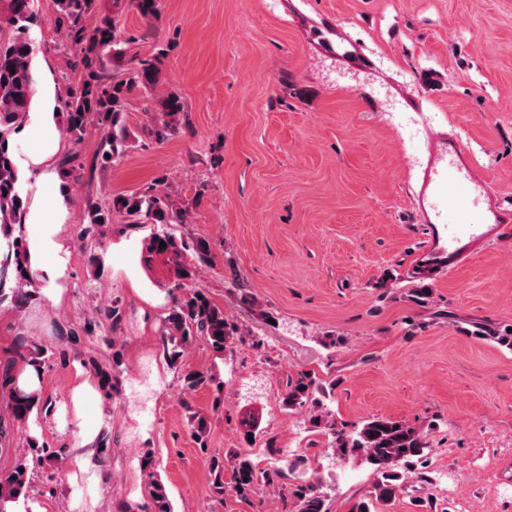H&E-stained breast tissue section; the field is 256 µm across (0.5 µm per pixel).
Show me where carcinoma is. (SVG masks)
I'll return each instance as SVG.
<instances>
[{"instance_id":"obj_1","label":"carcinoma","mask_w":512,"mask_h":512,"mask_svg":"<svg viewBox=\"0 0 512 512\" xmlns=\"http://www.w3.org/2000/svg\"><path fill=\"white\" fill-rule=\"evenodd\" d=\"M55 5L60 17L68 21L66 42L73 51L71 66L80 73L78 81L66 89L60 105L63 129L75 140L92 127L100 130L97 157L104 163H113L135 145L126 124L128 97L137 88L152 90L158 85L161 55L126 59L128 40L117 18L98 12V0H55ZM36 8L37 0H7L6 12L0 15V240L5 241V250H0V304L7 302L18 313L40 299L25 235L27 199L16 163V136L30 120L37 84L35 57L40 46L33 35L37 24ZM92 14L98 15V23L89 29L85 20ZM109 63L115 69L124 68L123 76L105 80L103 70ZM152 107L164 121L149 128L147 136L160 142L171 132L183 103L179 95L169 92L154 97ZM188 212L189 203L155 185L113 198L110 209L88 205L83 231L85 238L102 235L115 213L122 214L128 224L154 225L143 262L150 266L161 261L177 291L173 304L160 318L159 335L168 363L180 372L184 393L219 384L214 373L218 365L210 369L186 366V358L194 345L206 344L214 357L222 361L239 333L236 324L226 317L224 307L196 286L202 268L212 265L213 253L209 241L189 240L178 233V225L186 223ZM162 242L166 247H160ZM103 314L116 329L125 317V310L116 299L105 307ZM99 328V320L88 317L80 328L66 329L62 332L64 345L55 349L52 356L59 364H66L70 350L84 339L95 338ZM474 335L512 347V328L508 326L497 330L479 325ZM100 340L112 348V362L101 364L93 359L91 365L100 390L110 398L116 389L123 354L115 338L102 336ZM15 354L36 372L42 371L46 354L42 346L20 336ZM0 386L10 388L12 417L21 424L26 423L35 410H50L52 402L42 391L19 384L12 360L0 367ZM323 393L325 389L316 376L305 372L288 382L283 403L291 411L309 409V423L323 429L328 436L327 448L331 455L343 459L359 457L378 475L374 498L360 501L352 509V512H374V503H387L402 489V469L425 462L430 452L428 442L419 428L386 417L370 418L350 433L319 410V395ZM188 426L197 445L207 448L209 419L195 413L189 417ZM26 444L39 453L38 459L55 466L64 463L65 449L51 450L30 434L26 435ZM269 453L278 456L280 463L274 462L262 471L248 454L240 453L230 459L236 494L248 497L260 479L277 486L292 476L300 481L293 490L294 512H327L326 496L318 484L307 477L305 459L286 448H271ZM142 463L150 478L149 512H174L167 487L155 478L151 457H145ZM211 474L212 493L221 499L225 492L224 460L213 459ZM31 483L32 469L24 457L8 475L0 478V512H6L9 502L28 498Z\"/></svg>"}]
</instances>
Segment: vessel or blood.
I'll return each instance as SVG.
<instances>
[{"mask_svg":"<svg viewBox=\"0 0 512 512\" xmlns=\"http://www.w3.org/2000/svg\"><path fill=\"white\" fill-rule=\"evenodd\" d=\"M414 209L425 223L442 227L426 251L428 261L451 269L512 227V211L495 203L486 181L473 174L465 148L452 136L424 170Z\"/></svg>","mask_w":512,"mask_h":512,"instance_id":"b4317fda","label":"vessel or blood"}]
</instances>
